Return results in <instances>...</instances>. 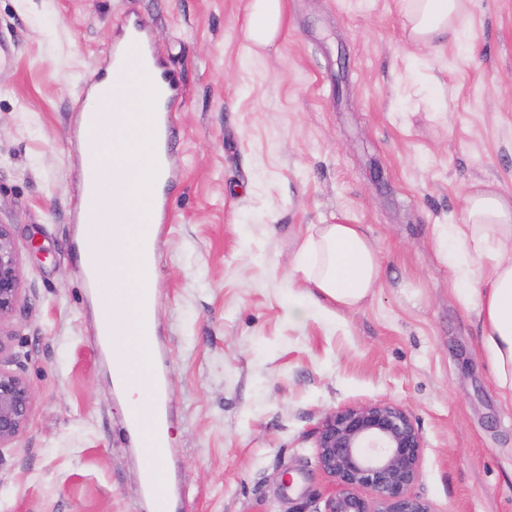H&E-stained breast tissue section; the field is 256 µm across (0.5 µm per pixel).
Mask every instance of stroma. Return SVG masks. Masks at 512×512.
Instances as JSON below:
<instances>
[{"instance_id":"35a3bbf8","label":"stroma","mask_w":512,"mask_h":512,"mask_svg":"<svg viewBox=\"0 0 512 512\" xmlns=\"http://www.w3.org/2000/svg\"><path fill=\"white\" fill-rule=\"evenodd\" d=\"M135 15L184 89L151 276L180 512H325L316 430L371 403L419 429L409 492L432 512H512V404L438 252L472 184L512 195V0H464L458 35L428 44L406 0H282L254 54L246 0H0V224L22 276L0 363L34 393L0 512H144L152 451L122 435L77 191L80 90ZM336 223L362 225L379 286L295 319L294 255Z\"/></svg>"}]
</instances>
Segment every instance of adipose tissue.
Listing matches in <instances>:
<instances>
[{
	"mask_svg": "<svg viewBox=\"0 0 512 512\" xmlns=\"http://www.w3.org/2000/svg\"><path fill=\"white\" fill-rule=\"evenodd\" d=\"M409 35L426 42L457 30L460 0H408ZM252 49L271 44L282 17V0H248ZM455 254L471 264L463 270L457 294L478 310L481 349L494 386L512 403V195L489 185L472 186L463 223L449 236ZM293 272L315 290L316 297L353 308L370 297L379 277L375 249L356 224H322L297 255Z\"/></svg>",
	"mask_w": 512,
	"mask_h": 512,
	"instance_id": "obj_1",
	"label": "adipose tissue"
}]
</instances>
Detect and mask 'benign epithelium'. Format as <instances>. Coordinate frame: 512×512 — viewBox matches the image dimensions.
<instances>
[{"label":"benign epithelium","mask_w":512,"mask_h":512,"mask_svg":"<svg viewBox=\"0 0 512 512\" xmlns=\"http://www.w3.org/2000/svg\"><path fill=\"white\" fill-rule=\"evenodd\" d=\"M20 283L12 231L0 224V321L14 312ZM33 403L27 381L0 364V449L23 430ZM316 448L320 467L337 484L326 512H432L409 493L423 441L402 408L375 403L336 411L318 428ZM361 489L371 497L359 494Z\"/></svg>","instance_id":"7a95c632"}]
</instances>
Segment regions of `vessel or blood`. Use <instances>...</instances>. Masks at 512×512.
Segmentation results:
<instances>
[{"instance_id":"b4317fda","label":"vessel or blood","mask_w":512,"mask_h":512,"mask_svg":"<svg viewBox=\"0 0 512 512\" xmlns=\"http://www.w3.org/2000/svg\"><path fill=\"white\" fill-rule=\"evenodd\" d=\"M157 54L152 42L151 28L140 17L131 18L122 36L112 45V71L121 73L135 62L143 63L146 78L156 90L153 109L154 152L158 158V180L168 181L172 176V138L174 128L172 114L182 95L183 84L179 75L172 71H160ZM144 344L140 348L143 366L140 374H132L125 361L127 341L122 333L109 338L112 354V386L119 389L132 378H140L149 386L151 410L147 413L133 412L129 424L134 443L140 448H166L164 433L160 425V416L164 410L165 385L164 370L159 353L157 332L147 329L143 332ZM143 476L144 501L148 512H176L174 498L170 491V474L164 466L146 460L141 465Z\"/></svg>"}]
</instances>
